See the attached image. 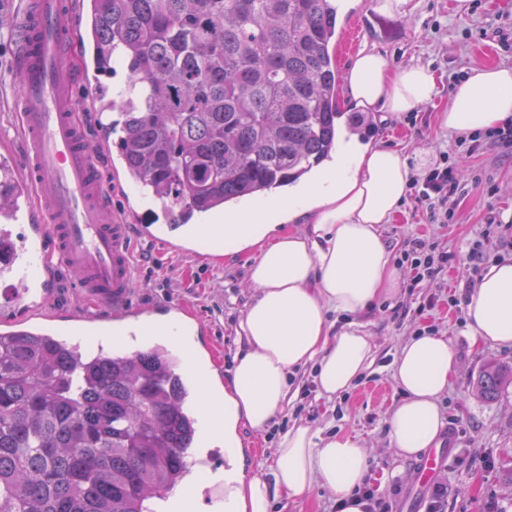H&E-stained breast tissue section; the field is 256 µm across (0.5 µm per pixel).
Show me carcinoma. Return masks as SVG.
<instances>
[{
	"label": "carcinoma",
	"mask_w": 512,
	"mask_h": 512,
	"mask_svg": "<svg viewBox=\"0 0 512 512\" xmlns=\"http://www.w3.org/2000/svg\"><path fill=\"white\" fill-rule=\"evenodd\" d=\"M86 19L120 167L173 224L297 185L370 123L341 111L333 0H87ZM511 384L498 364L474 382ZM185 403L153 348L0 336V512H157L193 451Z\"/></svg>",
	"instance_id": "1"
}]
</instances>
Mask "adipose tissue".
<instances>
[{
    "label": "adipose tissue",
    "mask_w": 512,
    "mask_h": 512,
    "mask_svg": "<svg viewBox=\"0 0 512 512\" xmlns=\"http://www.w3.org/2000/svg\"><path fill=\"white\" fill-rule=\"evenodd\" d=\"M359 107L403 114L429 104L437 76L414 64L392 69L379 51L362 48L345 74ZM512 121V66L483 65L457 84L438 127L448 134L492 129ZM409 156L382 146L342 143L311 195L288 200L289 223L260 214L224 227V249L253 247L247 281L255 294L238 323L240 346L224 377V512H270L280 497L304 500L326 490L339 512H367L362 489L371 456L357 437L322 434L296 423L281 434L270 478L252 474L240 428L262 433L291 402L290 381L311 369L318 397L351 393L375 358L368 318L396 295L402 273L383 236L411 181ZM302 220L299 228L291 220ZM465 327L474 344L512 346V260L490 265L470 291ZM447 336L416 330L391 365L400 391L387 419L391 448L410 458L437 445L444 426L440 401L453 376Z\"/></svg>",
    "instance_id": "1"
}]
</instances>
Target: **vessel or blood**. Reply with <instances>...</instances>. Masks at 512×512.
Listing matches in <instances>:
<instances>
[{"label":"vessel or blood","instance_id":"1","mask_svg":"<svg viewBox=\"0 0 512 512\" xmlns=\"http://www.w3.org/2000/svg\"><path fill=\"white\" fill-rule=\"evenodd\" d=\"M12 31L21 91V136H0V334L28 331L66 347L92 340L98 352L154 344L168 350L192 392L200 425L197 451L179 491L185 501L214 505L224 485L210 437L224 432V368L205 340L196 309L171 299L136 304L140 279L135 239L164 244L178 259H201L199 246L224 242L223 224L130 225L132 210L112 206V184L100 172L95 143L78 117L74 92L86 73L67 61V38L79 0H21ZM79 305L60 309L62 286ZM443 462L429 452L418 467L430 485Z\"/></svg>","mask_w":512,"mask_h":512}]
</instances>
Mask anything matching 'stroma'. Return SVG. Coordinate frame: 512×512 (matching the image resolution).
I'll list each match as a JSON object with an SVG mask.
<instances>
[{"mask_svg": "<svg viewBox=\"0 0 512 512\" xmlns=\"http://www.w3.org/2000/svg\"><path fill=\"white\" fill-rule=\"evenodd\" d=\"M457 0H412L410 15L388 14L375 7L376 0H353L357 8L351 24L339 30L340 69H347L356 50L368 46L386 54L394 68L410 64L430 66L437 74L438 94L429 104L409 114L372 112L371 143L414 152V175L423 174L439 153L449 155L453 173L463 192L454 216L445 224L430 223L406 199L384 234L394 248L409 238H421L448 252L451 263L435 280H423L416 288L400 289L382 300L371 317L369 330L376 345L375 362L368 376L344 398H318L309 374H301L294 387L297 395L275 429L265 433L242 430L251 450L253 471L268 476L277 437L291 422L317 427L326 434L338 431L358 435L371 450L368 488L388 499L392 512H428L432 487L417 485V459L396 456L387 441L386 419L400 397L390 365L401 342L422 326L448 336L455 351V373L442 399L445 427L455 434L446 449V460L435 477L448 489L445 512H487L496 504L499 512H512V387L495 399H483L474 381L490 362L512 365V347H475L467 336L464 314L451 306L449 296L465 298L478 281L467 256L474 241L486 240L488 258L512 259V147L495 153L470 151L459 135L439 132V112L448 106L454 86L471 68L486 64L512 65V0H468L465 13H457ZM16 53L10 27L0 28V127L18 126L14 100L19 85L13 76ZM490 178L493 193L473 187L475 174ZM142 269L135 293L144 303L180 298L188 301L209 322L216 355L231 364L239 346L238 320L253 292L246 286L251 250L227 255L221 262L201 264L170 256L164 246L140 248ZM401 318H394V309Z\"/></svg>", "mask_w": 512, "mask_h": 512, "instance_id": "stroma-1", "label": "stroma"}]
</instances>
